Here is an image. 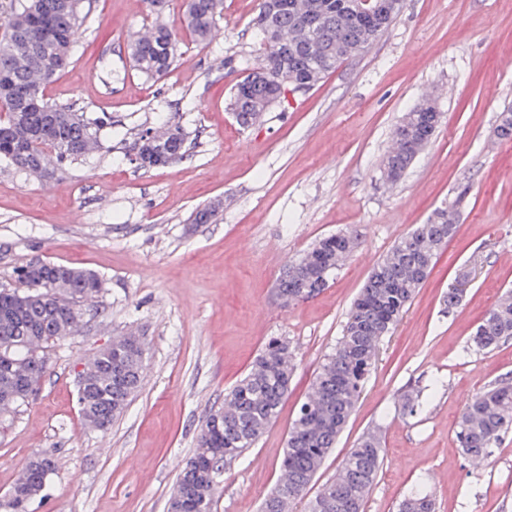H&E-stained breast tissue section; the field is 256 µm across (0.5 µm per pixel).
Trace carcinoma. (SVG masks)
Instances as JSON below:
<instances>
[{
	"mask_svg": "<svg viewBox=\"0 0 512 512\" xmlns=\"http://www.w3.org/2000/svg\"><path fill=\"white\" fill-rule=\"evenodd\" d=\"M353 0H259L252 29L262 55L233 86L231 111L243 128L255 124L275 105L278 75L309 87L375 42L402 12L405 0H375L378 10L362 18ZM152 21L127 41L134 67L152 80L164 78L176 55V36L158 21L166 0H143ZM0 159L42 177L52 162L63 164L97 146L92 123L75 108L52 103L44 89L71 61L74 36L82 23V0H20L0 8ZM224 0H183V28L195 41L208 40ZM434 102L422 100L403 114L384 155L381 173L398 183L430 141ZM496 135L512 139V108L500 112ZM142 166L165 165L186 153L185 135L169 119L163 129L141 135L135 145ZM460 211L446 204L423 224L396 241L374 266L352 304L332 352L319 367L310 395L288 431L278 484L265 497L269 512H363L377 476L382 448L378 433L364 435L345 456L335 479L315 497L310 482L334 447L378 359L380 343L398 324L407 304L429 276L439 254L454 236ZM359 245L357 234L327 236L291 262L277 281V293L290 304L307 289L320 291ZM102 282L92 271L35 261L17 270L16 286L0 290V420L6 421L33 395L49 369L48 348L74 335ZM512 338V290L488 310L472 336V345L492 351ZM146 348L134 333L119 336L84 365L77 397L84 424L107 431L139 390ZM295 363L288 342L270 340L250 371L224 394V405L211 411L197 436V446L183 466L168 505L184 512H211L224 463L252 447L276 419L288 393ZM440 381L427 396L407 395L403 413L414 416L430 403ZM512 428V379L501 378L463 408L455 436L467 456L490 453ZM56 462L34 455L22 466L6 502L8 512H29L44 496ZM398 512H436L435 491L420 484L399 504Z\"/></svg>",
	"mask_w": 512,
	"mask_h": 512,
	"instance_id": "1",
	"label": "carcinoma"
}]
</instances>
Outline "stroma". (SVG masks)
<instances>
[{"instance_id": "stroma-1", "label": "stroma", "mask_w": 512, "mask_h": 512, "mask_svg": "<svg viewBox=\"0 0 512 512\" xmlns=\"http://www.w3.org/2000/svg\"><path fill=\"white\" fill-rule=\"evenodd\" d=\"M181 0L164 19L179 32L171 71L138 73L126 38L142 28L131 0H93L69 66L45 89L95 124L99 147L38 180L0 161V289L32 259L82 267L104 284L97 313L53 346L37 396L0 424V497L36 454L57 469L32 512H166L209 410L271 338L288 341L296 370L275 422L225 464L213 512H259L274 487L288 429L346 314L378 260L436 206L469 194L455 237L380 345L355 411L308 487L316 496L344 456L379 431L383 462L364 512H395L422 478L436 512H512V431L483 465L457 445L454 424L487 385L512 377V339L477 351L470 337L512 289V139L497 118L512 106V0H405L387 32L313 89L274 105L243 129L231 87L255 63L257 0H224L211 38L181 29ZM442 119L394 187L381 159L417 101ZM175 118L187 155L158 168L132 160L140 134ZM223 199L214 224L193 223ZM356 231L359 245L320 293L291 304L283 268L320 238ZM470 271L460 304L444 298ZM143 336L141 387L108 431L84 426L77 374L126 330ZM442 386L418 417L404 396Z\"/></svg>"}]
</instances>
